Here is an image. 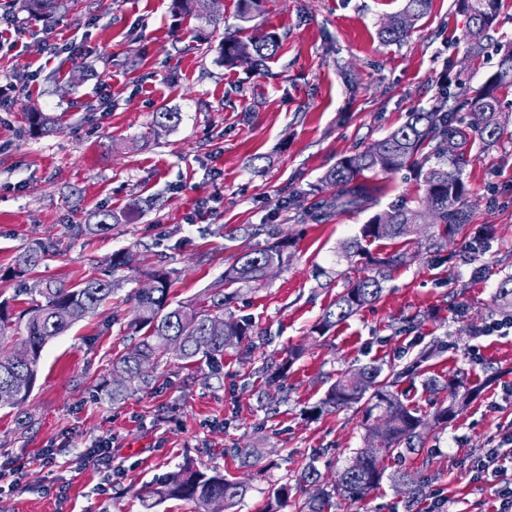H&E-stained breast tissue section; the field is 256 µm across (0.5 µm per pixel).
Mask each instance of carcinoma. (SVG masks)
Masks as SVG:
<instances>
[{
    "mask_svg": "<svg viewBox=\"0 0 512 512\" xmlns=\"http://www.w3.org/2000/svg\"><path fill=\"white\" fill-rule=\"evenodd\" d=\"M218 0H173V8L180 13L208 16ZM432 0H406L402 12L388 17L380 30L383 42L394 44L409 33L408 21L423 17ZM459 7L468 17L465 34L466 54L479 55L482 41L496 26L500 0H458ZM23 7L46 21L55 18L62 4L59 0H23ZM277 46L273 32H261L244 42L226 40L222 58L226 65L243 64L259 70ZM512 87V44L501 52L496 70L485 83L470 96L441 93L437 102L428 109L409 113L406 122L385 137L369 144L364 150L341 158L326 172L322 182L331 189L329 197L305 217L322 221L332 211L367 210L375 204L377 187L368 183L365 173L381 170L395 173L407 164L423 168L425 208L436 217L439 235L453 238L467 226L468 215L464 199L469 192L463 180L467 156L474 145L484 150L504 134L499 122L498 91ZM444 141L456 144V153L445 154ZM432 146L431 154L421 158L425 147ZM435 159L428 164L429 159ZM139 210L132 201L119 210L93 214L95 222L81 224L77 231L84 235L107 234L118 224H128ZM425 218L421 209L392 208L375 214L370 223L361 228V237L350 242L349 256L363 255L373 269L353 280L336 296L324 311L318 327L323 335L337 323L357 314L365 306L381 298L382 280L386 273L406 262L404 250L384 257L366 254L363 241L367 239H401L409 244ZM287 240L271 242L264 247L242 251L224 268L223 282L228 288L250 285L262 281L267 272L284 263ZM52 246L38 243L15 259L8 271L22 277L36 267L51 252ZM136 262V253L124 249L112 254V270L124 269ZM173 271L158 269L149 275L150 286L139 288L130 296L133 302L132 326L142 334L140 341L112 357V389L108 392L112 402H119L149 383L150 374L143 371L146 363L159 367L174 358L187 363L216 364L224 358V351L242 344L250 338L251 325L246 320L224 316L235 299V293L222 289L194 306L172 305L169 300ZM119 281L84 276L79 283L66 286L54 280H40L26 288L27 308L14 311L16 298L0 300V349L12 344L17 350L0 355V389L9 388L13 397L0 402V407L20 408L30 397L38 374L41 351L51 339L62 335L75 323L95 315L110 299ZM495 301L512 308V275L507 276L497 289ZM414 374L406 368L382 375L379 366L360 368L353 374L342 373L330 385L326 396L312 408V412H337L355 408L363 412L365 421L375 420L367 427L366 447L356 452L349 465L340 471L331 486L321 483V473L314 463L301 471L298 483L315 486L316 493L305 499L298 512H332L338 502H358L378 488L383 479L381 462L386 458L401 457L413 452L423 443V431L428 421L418 410L404 404L393 391L394 384L403 376ZM452 399L440 405L433 420L446 424L456 415L472 395L464 378L453 380ZM247 485L231 474L215 470L209 474L184 464L170 473L148 495L162 501L179 498L190 501L198 512H230L246 495Z\"/></svg>",
    "mask_w": 512,
    "mask_h": 512,
    "instance_id": "carcinoma-1",
    "label": "carcinoma"
}]
</instances>
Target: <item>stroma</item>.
Here are the masks:
<instances>
[{"mask_svg":"<svg viewBox=\"0 0 512 512\" xmlns=\"http://www.w3.org/2000/svg\"><path fill=\"white\" fill-rule=\"evenodd\" d=\"M405 0H264L255 24L276 33L277 52L263 70L227 67L228 36L249 39L238 0H220L213 19L174 11L172 0H66L46 23L0 0L12 18V48L0 51V85L21 90L0 107V295L28 245L56 251L26 277L65 285L107 272L114 252L140 261L119 272L110 313L74 324L43 348L34 390L22 409H0V463L26 477L0 494V512H195L167 499L147 506L155 481L193 462L247 481L236 512H268L274 484H291L296 512L305 498L295 482L316 460L333 483L364 446L361 413L315 415L338 374L366 365L406 367L418 352L434 356L395 391L404 403L434 412L450 380L465 374L478 396L445 425H429L419 453L385 459L384 478L363 500L335 512H410L409 483L439 492L444 512H489V485L472 482L467 464L512 426V328L494 295L512 274V87L502 90L506 132L472 151L463 178L469 226L454 240L421 226L405 264L388 273L381 298L326 335L324 310L364 268L347 256L374 212L420 207L424 187L411 167L371 172L381 191L374 210L323 223L302 220L322 197L320 179L336 162L385 137L408 112L432 105L442 88L478 89L512 42V0L479 56L466 57L467 18L456 0H432L398 44L379 30ZM55 54H39L41 43ZM47 119L32 131L26 113ZM178 113L157 126L156 112ZM138 201L142 216L106 236L77 232L91 214ZM289 236L288 261L243 288L230 311L252 325L250 343L226 350L216 366L170 360L149 388L110 402L112 355L135 342L127 295L156 266L174 269L173 302L196 301L219 285L231 256L261 247L270 232ZM302 354L287 377L266 384L263 366L291 347ZM435 383L424 387L425 380ZM112 442L110 462L88 464L98 438ZM252 448L255 466L235 468L228 448ZM54 456L53 471L42 468ZM119 475H111V468Z\"/></svg>","mask_w":512,"mask_h":512,"instance_id":"stroma-1","label":"stroma"}]
</instances>
